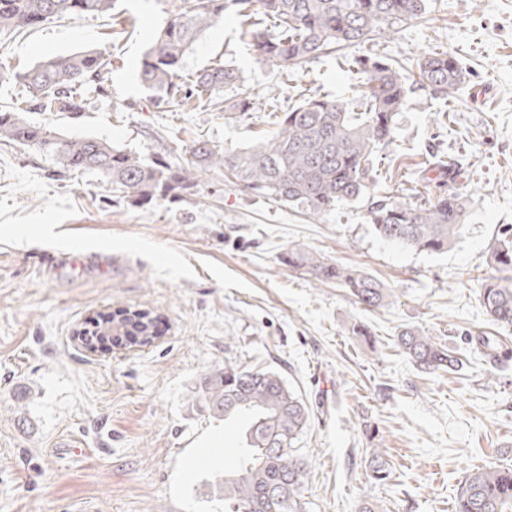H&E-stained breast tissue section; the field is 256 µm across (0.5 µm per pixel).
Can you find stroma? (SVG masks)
Listing matches in <instances>:
<instances>
[{
	"label": "stroma",
	"instance_id": "obj_1",
	"mask_svg": "<svg viewBox=\"0 0 512 512\" xmlns=\"http://www.w3.org/2000/svg\"><path fill=\"white\" fill-rule=\"evenodd\" d=\"M166 0H119L115 16L66 15L0 40V69L13 73L83 49L111 58L112 95L85 92L78 118L33 112L31 121L92 135L149 158L186 163L201 140L234 148L265 141L273 107L301 94H349L343 59L281 74L256 56L233 10L182 62L194 73L235 65L253 94L249 115L224 116L205 100L154 108L139 82ZM434 46L465 71L454 98L412 89L396 140L374 158L369 191L424 204L410 175L431 157L457 165L454 188L472 199L453 247L426 254L379 239L365 202H343L320 220L204 176L193 195L133 207L106 180L55 179L31 147L0 141V512H224L208 481L228 464L196 468L200 447L240 440L191 396L224 363L279 372L310 407L299 439L309 462L308 512H455L471 470L512 466V345L498 362L467 336L512 338L492 326L480 280L503 225H512V0H429L423 18L379 50L404 64ZM300 244L364 270L394 289L368 311L344 289L281 260ZM71 253L49 267L50 251ZM150 311L159 333L132 351L76 339L88 319ZM368 327L371 340L352 334ZM414 328L457 352L456 372L426 373L399 351ZM384 449L394 477L369 481L368 451Z\"/></svg>",
	"mask_w": 512,
	"mask_h": 512
}]
</instances>
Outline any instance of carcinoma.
I'll list each match as a JSON object with an SVG mask.
<instances>
[{"label":"carcinoma","mask_w":512,"mask_h":512,"mask_svg":"<svg viewBox=\"0 0 512 512\" xmlns=\"http://www.w3.org/2000/svg\"><path fill=\"white\" fill-rule=\"evenodd\" d=\"M250 29L254 51L281 73L353 47L378 44L381 35L396 32L422 17L428 0H172L162 28L152 37L139 72L154 107L206 98L221 110L218 94L240 88L227 109L240 115L252 109V93L241 87L238 70L217 61L191 77L181 62L195 42L224 17L227 2ZM117 0H0V37L36 26L63 14H111ZM271 21L262 25L261 17ZM360 84L353 97L341 101L306 94L282 112L280 128L268 141L247 149L218 148L203 141L184 165L165 155L143 158L95 136L69 137L28 121L26 112L83 110V93L108 95L110 61L98 50H84L42 61L14 75L22 83L21 106L0 108V140L33 147L51 161L53 174L88 173L112 182V192L136 206L177 199L198 186L204 171L229 175L242 191L265 197L318 220L336 205L364 198L378 149L391 145L410 84L443 100L464 83L458 57L443 47L422 53L417 75H408L392 57L372 49L345 57ZM471 199L452 188L442 189L425 205L414 206L374 196L367 213L382 240L428 254L452 245L469 217ZM491 253L497 275L480 284L486 316L497 325H512V229ZM288 267L321 283L347 290L363 309L393 303L395 292L373 275L334 263L312 250L292 246L284 254ZM116 340L148 336L155 318L147 312L119 319ZM476 350L488 357L501 353L496 336H471ZM403 355L423 372L454 370L462 365L455 353L415 329L398 334ZM192 402L215 419L243 425L242 445L233 449L239 461L233 471L215 480L213 491L224 500V512H305L302 488L306 459L294 448L309 419L305 401L274 370L226 363L205 374ZM369 477L385 485L392 478L379 448L370 450ZM455 512H512V468H478L458 490Z\"/></svg>","instance_id":"cac0c4a2"}]
</instances>
